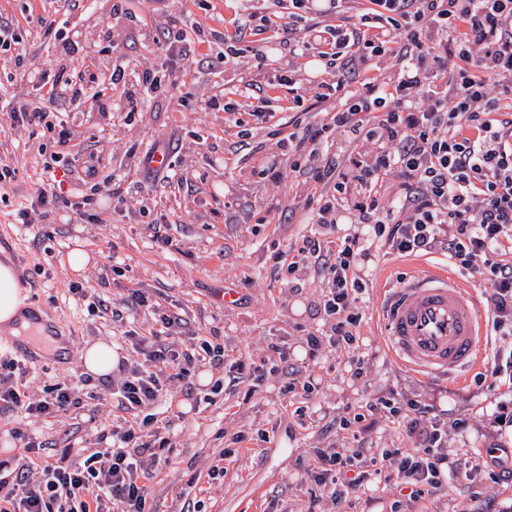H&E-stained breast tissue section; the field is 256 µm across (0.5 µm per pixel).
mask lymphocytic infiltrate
I'll list each match as a JSON object with an SVG mask.
<instances>
[{
	"mask_svg": "<svg viewBox=\"0 0 512 512\" xmlns=\"http://www.w3.org/2000/svg\"><path fill=\"white\" fill-rule=\"evenodd\" d=\"M318 12L314 0H289L287 53L272 82L285 89L293 107L330 97L338 105L329 121L278 140L287 170L272 165L259 171L264 180L288 174L322 186L308 200L319 233L297 251L282 253L288 287L308 268L323 285L324 327L306 335L311 355L350 351L351 379L366 376L358 302L368 286L363 266L375 246L400 257L440 251L451 265L475 272L484 283L491 334L512 337V0H369L354 8L329 0L323 12L336 22L327 27L317 22ZM303 50L325 60L336 74L334 83L314 86L299 78L291 58ZM384 62L395 68L393 78L382 76ZM110 82L123 85L128 105L135 107L160 80L155 71L128 62L113 68ZM240 85V101L215 95L206 109L224 111L234 124L245 112L278 127L261 81L246 76ZM80 94L62 66L44 102L17 107L0 98V112L44 127L53 107ZM335 138L358 150L351 164L320 161ZM344 211L356 229L341 235ZM124 303L150 309L171 341L158 345L137 331L122 332L134 358L108 392L124 414L102 429L109 446L82 449L72 462L42 456L39 443L17 432L31 460L0 474V512H146L148 481L175 449L150 408L169 382L189 380L194 364L223 366L224 349L203 338L179 337L182 318L153 305L142 289H129ZM26 374L21 361L0 359L1 415L40 418L73 405L75 390L64 384L33 398ZM378 410L405 423L413 447L312 449L306 472L333 502H345L385 470L408 490L391 512L433 495L444 479L458 475L465 476L471 501L480 499L484 464L461 471L448 451V424L429 406L381 397L364 411L341 416L339 425L353 429Z\"/></svg>",
	"mask_w": 512,
	"mask_h": 512,
	"instance_id": "1",
	"label": "lymphocytic infiltrate"
}]
</instances>
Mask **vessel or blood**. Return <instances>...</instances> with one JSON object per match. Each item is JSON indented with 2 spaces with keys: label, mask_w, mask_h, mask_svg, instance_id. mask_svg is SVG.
<instances>
[{
  "label": "vessel or blood",
  "mask_w": 512,
  "mask_h": 512,
  "mask_svg": "<svg viewBox=\"0 0 512 512\" xmlns=\"http://www.w3.org/2000/svg\"><path fill=\"white\" fill-rule=\"evenodd\" d=\"M382 336L402 367L459 379L479 369L487 335L477 293L447 268L425 263L378 296Z\"/></svg>",
  "instance_id": "1"
}]
</instances>
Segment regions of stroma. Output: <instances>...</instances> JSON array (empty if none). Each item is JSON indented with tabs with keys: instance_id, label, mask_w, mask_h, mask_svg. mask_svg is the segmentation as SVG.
Returning a JSON list of instances; mask_svg holds the SVG:
<instances>
[{
	"instance_id": "stroma-1",
	"label": "stroma",
	"mask_w": 512,
	"mask_h": 512,
	"mask_svg": "<svg viewBox=\"0 0 512 512\" xmlns=\"http://www.w3.org/2000/svg\"><path fill=\"white\" fill-rule=\"evenodd\" d=\"M288 6V0H267L266 22L243 43L246 58L263 54V72L280 64ZM243 9L242 0H96L89 8L72 7L70 0H0V18L11 22L16 38L0 51V95L14 105L39 101L42 81L51 80L60 63L76 80L101 77L103 94L115 101L122 90L104 77L126 60L156 68L161 80L133 112H99L83 98L67 104L71 173L50 215L35 224L22 223L19 212L52 182L58 134L0 119V162L16 170L12 191L0 197V259L11 258L20 268L27 304L68 345L63 362L29 364L27 385L39 396L46 386L64 382L76 386L80 399L67 411L29 421L26 429L52 455L79 443L97 448L101 426L119 412L89 398V390H102L101 382L79 388V356L88 344L105 341L119 359L130 360L121 340L125 325L114 313L128 289L141 288L161 309L181 315L185 335L223 346L227 360L245 359L263 376L259 383L251 375L236 380L201 364L191 371L192 390L169 387L155 411L167 422L176 450L150 483L153 512H390L397 477L378 478L340 505L308 479L305 466L314 448L412 446L404 428L382 412L353 431L340 428V416L392 393L420 400L448 420H464V428L450 430L448 449L468 468L492 442L512 439V429L497 424L500 413L512 414V385L493 381L487 368L457 384L413 373L392 359L376 321L377 290L380 273L400 262L382 251L358 303L365 317L360 353L367 377L350 381L346 352L310 356L305 335L323 325L317 309L321 281L310 272L288 287L275 255L300 247L313 230L303 222L280 223L278 204L303 206L316 188L291 177L261 181L256 170L276 159V137L254 117L243 116L238 128L225 122L224 112L200 109L212 93L235 96L237 83L219 58ZM62 16L69 19L62 37L46 35L43 19ZM194 27L206 32L205 42L169 69L156 34L169 40ZM66 41L76 44L74 54L63 55ZM19 54L37 70V81L14 76ZM161 146L172 155L175 178L145 164L147 153ZM111 175L122 178L129 192L118 204L99 200L110 213L108 223L68 222L72 204ZM258 212L266 213V223H256ZM161 236L170 246L158 244ZM75 249L89 257L78 273L68 260ZM73 281L88 297L105 300L107 310H89L88 297H73ZM228 288L239 304L225 305ZM277 346L288 366L276 364ZM292 369L314 380L317 389L309 398L285 392ZM301 405L307 408L302 420L295 414ZM467 503L466 483L453 481L407 512H462Z\"/></svg>"
}]
</instances>
